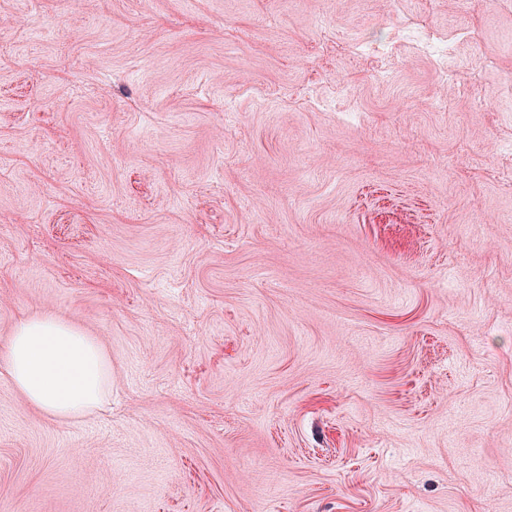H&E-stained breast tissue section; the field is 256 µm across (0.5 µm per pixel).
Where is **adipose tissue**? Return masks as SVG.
Masks as SVG:
<instances>
[{
    "mask_svg": "<svg viewBox=\"0 0 512 512\" xmlns=\"http://www.w3.org/2000/svg\"><path fill=\"white\" fill-rule=\"evenodd\" d=\"M0 357L26 401L54 419L83 417L112 391L111 364L102 346L50 314L20 319Z\"/></svg>",
    "mask_w": 512,
    "mask_h": 512,
    "instance_id": "ef3b65f1",
    "label": "adipose tissue"
}]
</instances>
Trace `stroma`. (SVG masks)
I'll return each mask as SVG.
<instances>
[{
    "label": "stroma",
    "instance_id": "stroma-1",
    "mask_svg": "<svg viewBox=\"0 0 512 512\" xmlns=\"http://www.w3.org/2000/svg\"><path fill=\"white\" fill-rule=\"evenodd\" d=\"M476 38L444 79L404 20ZM512 0H0V512H512ZM390 72L382 79L380 70ZM1 357L26 401L54 419L83 417L112 391L111 364L102 346L51 314L20 319Z\"/></svg>",
    "mask_w": 512,
    "mask_h": 512
}]
</instances>
